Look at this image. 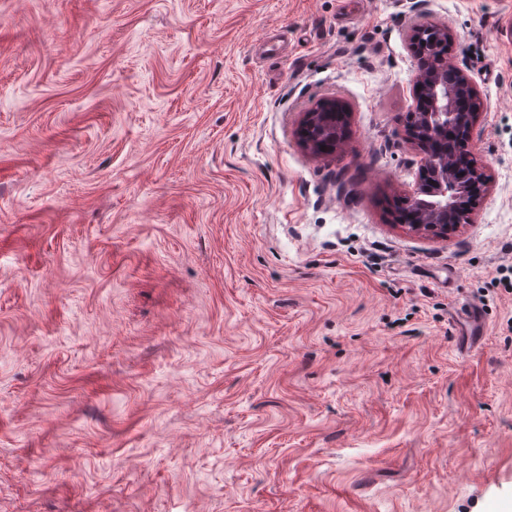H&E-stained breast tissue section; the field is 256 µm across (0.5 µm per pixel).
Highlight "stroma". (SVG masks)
Returning <instances> with one entry per match:
<instances>
[{
  "instance_id": "1",
  "label": "stroma",
  "mask_w": 512,
  "mask_h": 512,
  "mask_svg": "<svg viewBox=\"0 0 512 512\" xmlns=\"http://www.w3.org/2000/svg\"><path fill=\"white\" fill-rule=\"evenodd\" d=\"M410 6L0 0V512H512V0L422 4L493 177L445 241ZM336 109L341 110L342 121L336 119ZM351 107L336 98L323 99L303 113L294 137L300 150L315 160L327 164L336 162L344 150Z\"/></svg>"
}]
</instances>
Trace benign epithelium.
<instances>
[{
  "instance_id": "benign-epithelium-1",
  "label": "benign epithelium",
  "mask_w": 512,
  "mask_h": 512,
  "mask_svg": "<svg viewBox=\"0 0 512 512\" xmlns=\"http://www.w3.org/2000/svg\"><path fill=\"white\" fill-rule=\"evenodd\" d=\"M408 30V48L416 60L414 98L424 97L426 107L406 113L405 141L423 153L413 190L402 196L412 221L405 231L446 240L462 224L475 220L492 184L488 166L475 157L472 133L480 123L484 102L479 90L456 64L457 37L446 24L431 20L420 5ZM352 109L340 100L323 99L303 113L294 137L307 156L327 164L344 150ZM465 132L461 149L471 160L470 174L458 172L456 160L425 152L427 142L437 140L450 128Z\"/></svg>"
}]
</instances>
